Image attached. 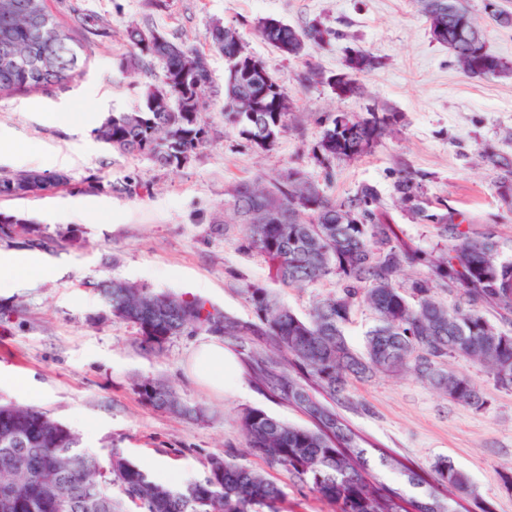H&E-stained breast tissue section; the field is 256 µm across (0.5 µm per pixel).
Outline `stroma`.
I'll return each mask as SVG.
<instances>
[{
  "instance_id": "1",
  "label": "stroma",
  "mask_w": 512,
  "mask_h": 512,
  "mask_svg": "<svg viewBox=\"0 0 512 512\" xmlns=\"http://www.w3.org/2000/svg\"><path fill=\"white\" fill-rule=\"evenodd\" d=\"M482 30L489 50L512 62V28L495 24L485 0H462ZM56 19L70 27L90 57L87 72L66 89L0 97V140L14 144L0 158V174L63 172L71 187L42 196L1 199L0 212H19L51 236L69 243L43 254L59 276L27 284L0 297V373L27 378L32 389L0 388V402L46 411L73 430L94 421L97 434L82 446L101 457L118 448L162 482L163 465L179 483L201 477L210 456L231 451L254 469L267 471L288 494V512H333L287 472L268 469L245 448L238 415L255 407L295 425L304 415L262 392L249 377L223 396L192 382L185 365L203 333L184 332L162 352L144 350L134 326L112 319L96 289L123 279L156 292L197 297L239 319L253 313L244 283L276 288L270 265L238 247L239 225L225 208L232 185L272 182L296 168L328 197L342 200L365 184L374 186L379 206L400 239L430 251L449 238L436 224L413 220L393 189L399 174L421 179L430 212L446 215L471 235L492 234L499 260L512 262V201L501 195L497 173L480 155L494 151L512 158V74L474 78L464 74L451 52L433 40L418 0H48ZM275 17L295 28L321 20L336 36L311 45L305 60L340 73L346 55L365 50L382 65L362 76L365 95L342 98L327 86L307 87L297 74L304 60L291 59L262 40L257 23ZM236 27L247 52L261 59L285 87L293 104L273 149L250 147L225 126L227 63L210 38L215 22ZM155 30L202 53L212 76L213 97L203 119L209 141L181 169H167L145 157L131 158L96 142L92 125L58 123L63 113L90 105L98 118L135 109L144 88L160 70L135 75L118 63L127 53L128 26ZM374 107L398 112L395 130L366 154L325 168L314 157L324 115L366 113ZM118 180L134 175L150 194L126 197L79 193L75 183L89 175ZM337 277L303 288H276L282 302L305 317L316 303L338 291ZM446 370L466 374L485 395L477 410L453 401L413 374H379L350 383L344 416L379 447L429 470L450 459L469 477L473 498L491 501L495 512H512V389L496 386L479 363L449 359ZM151 378L170 385L188 403L207 408L204 421L178 418L146 406L133 382Z\"/></svg>"
}]
</instances>
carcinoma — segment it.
<instances>
[{"label": "carcinoma", "instance_id": "1", "mask_svg": "<svg viewBox=\"0 0 512 512\" xmlns=\"http://www.w3.org/2000/svg\"><path fill=\"white\" fill-rule=\"evenodd\" d=\"M434 40L448 46L462 70L472 77L512 72V63L491 53L460 0H420ZM264 41L289 58L304 60L298 79L328 85L345 97H359L358 76L381 66L373 54L356 50L345 71L329 75L305 59L308 45H324L334 31L321 21L301 29L271 17L258 21ZM212 46L228 63L224 83V121L250 145L268 150L286 127L291 102L269 71L244 66L251 55L239 32L222 24L211 28ZM131 51L122 59L126 73L158 64L161 76L146 86L143 106L112 112L92 134L104 147L125 156L148 157L163 168L180 169L208 142L197 103L208 99L211 76L203 67L182 77L185 62L204 56L185 44L138 27L126 30ZM87 57L71 30L57 21L46 0H0V95L65 87L84 73ZM333 117L314 151L321 164L367 153L397 124V113L373 110L364 116ZM501 171L502 196L512 195V159L485 152ZM46 173L0 175V197L24 199L46 191ZM85 192L138 196L148 185L127 175L116 182L90 175L78 184ZM414 218L441 225L451 243L438 253L401 241L386 214L375 208L376 190L362 186L351 198L336 201L298 170L270 187L250 182L235 186L228 201L242 224L240 246L262 256L282 287L307 286L333 275L338 292L320 300L303 318L258 283L243 288L254 319L242 321L201 299L154 292L114 279L99 292L112 317L136 327L141 343L160 352L188 329L224 338L247 373L270 397L306 416L308 426L293 425L260 408L238 418L246 448L306 485L333 512H456V497L470 492L467 474L447 459L419 473L391 452H379V464L397 470L420 493L408 496L379 482L372 473L373 447L337 410L353 380L378 373L410 372L442 390L448 399L475 409L485 406L481 389L467 376L443 369L450 357L484 365L496 383L512 389V333L481 311L512 314V262L496 259L491 236L474 237L448 226L444 215L421 206L422 186L410 175L394 184ZM0 240L31 250L52 251L55 240L40 224L0 223ZM425 273L404 284L406 268ZM454 287L460 301L450 309L436 294ZM364 304L375 316L366 332L365 351L351 349L345 328L354 307ZM149 407L203 421L206 409L180 399L170 386L150 378L134 383ZM0 512H285L281 485L237 459L213 455L203 478L181 489L152 481L134 461L116 449L105 459L89 455L80 436L46 412L0 403ZM120 486L122 497L112 493Z\"/></svg>", "mask_w": 512, "mask_h": 512}]
</instances>
